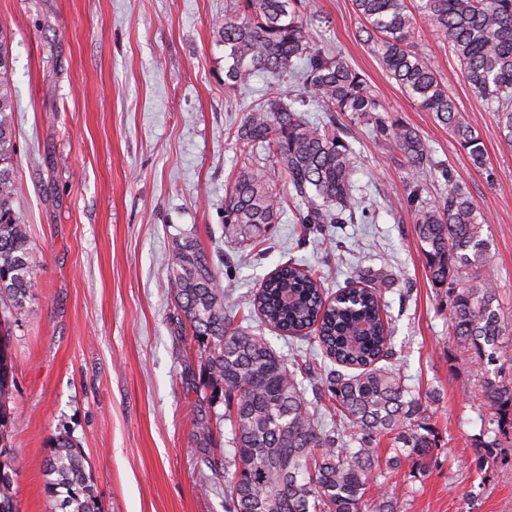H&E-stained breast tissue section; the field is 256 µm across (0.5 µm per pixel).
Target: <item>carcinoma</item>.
Segmentation results:
<instances>
[{
  "mask_svg": "<svg viewBox=\"0 0 512 512\" xmlns=\"http://www.w3.org/2000/svg\"><path fill=\"white\" fill-rule=\"evenodd\" d=\"M367 41L388 76L424 111L448 128L471 164L485 171L484 146L448 96L436 71L417 48L418 20L429 22L455 53L472 94L498 112L504 141L512 144V0H353ZM303 0H232L213 32L224 43L225 78L246 88L263 74L283 79L304 61V85L329 113L313 123L281 96L247 109L237 127L240 165L224 200V229L241 246H256L277 223L284 199L273 188L284 176L302 224H343L355 209L352 151L336 130V113L372 127L416 174L431 162L418 132L386 114L366 78L343 57L313 47L315 23L303 21ZM12 62L0 35V323L22 317L32 299L35 268L27 225L14 209V106L9 90ZM443 191L432 203L422 189L410 196L415 233L431 281L447 288L453 343L473 351L482 374L484 403L493 410L499 446L512 429V382L503 376L512 362V330L485 272L487 241L477 207L451 169H441ZM367 270L361 288L324 294V276L289 261L253 294L260 325L309 339L325 357L345 368L326 374L320 396L338 418L327 426L319 406L308 401L303 380L310 365L287 361L236 321L213 265L188 237L173 245L168 281L176 305L199 342L212 389L224 399L231 438L224 460L207 459L224 472V512H397V500L369 495L376 471L397 469L402 459L424 462L434 435L418 423L422 404L393 359L388 315ZM11 358L0 339V512H16V472L4 443L11 420ZM390 448L380 457L378 447ZM46 490L59 512H100L94 482L81 448L67 435L52 440L45 460Z\"/></svg>",
  "mask_w": 512,
  "mask_h": 512,
  "instance_id": "carcinoma-1",
  "label": "carcinoma"
}]
</instances>
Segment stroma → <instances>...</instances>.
Masks as SVG:
<instances>
[{"instance_id": "35a3bbf8", "label": "stroma", "mask_w": 512, "mask_h": 512, "mask_svg": "<svg viewBox=\"0 0 512 512\" xmlns=\"http://www.w3.org/2000/svg\"><path fill=\"white\" fill-rule=\"evenodd\" d=\"M320 17L315 46L342 56L394 118L414 127L433 163L424 199L453 170L481 212L487 273L512 322V145L496 112L471 93L454 54L429 24L419 50L477 130L485 179L433 113L381 68L352 0H305ZM227 0H0L9 43L18 198L33 244V299L10 323V453L18 512H55L43 472L52 438L70 436L86 457L101 512H224L222 459L230 427L198 342L168 288L175 238L196 239L238 314L282 263L321 269L329 292L366 269L380 273L394 364L426 407L435 447L376 482L400 512H512V432L485 452L491 409L467 351L448 341L445 289L435 286L415 235L405 159L350 124L360 205L350 224L315 230L285 203L256 248L224 238V197L237 170L234 131L245 108L275 93L325 120L298 79L263 75L224 83V46L212 30ZM486 169V170H487ZM214 433L202 448L198 422Z\"/></svg>"}]
</instances>
